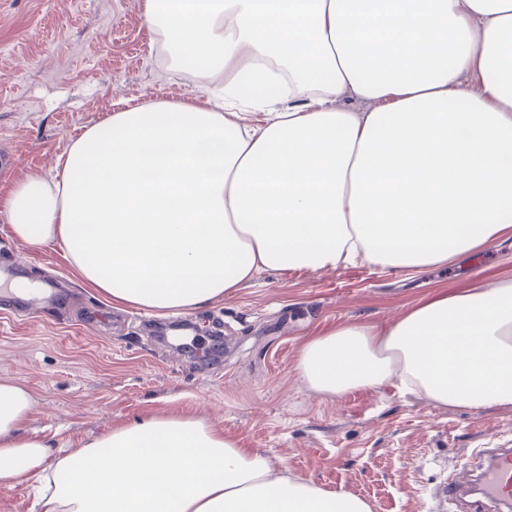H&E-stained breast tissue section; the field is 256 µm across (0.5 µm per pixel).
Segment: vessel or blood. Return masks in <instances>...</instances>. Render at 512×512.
<instances>
[{
    "instance_id": "1",
    "label": "vessel or blood",
    "mask_w": 512,
    "mask_h": 512,
    "mask_svg": "<svg viewBox=\"0 0 512 512\" xmlns=\"http://www.w3.org/2000/svg\"><path fill=\"white\" fill-rule=\"evenodd\" d=\"M477 467L463 468L449 477L445 497H469L473 512L483 503L495 505L497 512H512V448L480 451Z\"/></svg>"
}]
</instances>
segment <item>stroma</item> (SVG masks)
Masks as SVG:
<instances>
[{
	"label": "stroma",
	"mask_w": 512,
	"mask_h": 512,
	"mask_svg": "<svg viewBox=\"0 0 512 512\" xmlns=\"http://www.w3.org/2000/svg\"><path fill=\"white\" fill-rule=\"evenodd\" d=\"M142 0H0V203L26 176L52 178L84 128L151 98L198 100L166 68ZM0 267L23 287L0 295V378L28 387V435L75 448L112 427L189 415L264 452L288 475L339 488L372 512H443L436 492L476 448H512V407L440 408L397 385L341 397L301 379V346L344 324L399 319L431 295L512 279V239L406 276L375 266L262 270L233 295L179 313L217 321L232 348L206 367L157 343L163 317L113 306L56 249L14 237L0 211ZM44 290L30 310V288Z\"/></svg>",
	"instance_id": "1"
}]
</instances>
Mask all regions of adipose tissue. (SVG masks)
Masks as SVG:
<instances>
[{
    "label": "adipose tissue",
    "mask_w": 512,
    "mask_h": 512,
    "mask_svg": "<svg viewBox=\"0 0 512 512\" xmlns=\"http://www.w3.org/2000/svg\"><path fill=\"white\" fill-rule=\"evenodd\" d=\"M143 14L205 101L109 114L59 176L18 181L0 206L106 302L164 315L262 269L421 272L512 231V0H143ZM298 370L328 396L395 379L439 407L512 406V280L345 324L305 342ZM32 402L0 380V479L35 480L42 512H372L192 417L54 453L24 433Z\"/></svg>",
    "instance_id": "obj_1"
}]
</instances>
